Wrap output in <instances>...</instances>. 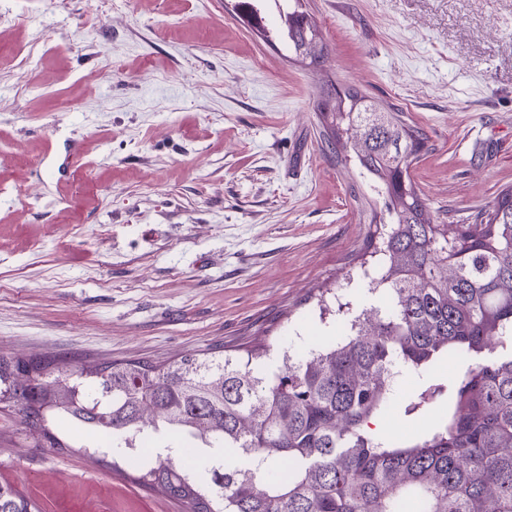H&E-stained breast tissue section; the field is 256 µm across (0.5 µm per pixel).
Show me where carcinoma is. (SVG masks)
Listing matches in <instances>:
<instances>
[{
    "label": "carcinoma",
    "instance_id": "carcinoma-1",
    "mask_svg": "<svg viewBox=\"0 0 512 512\" xmlns=\"http://www.w3.org/2000/svg\"><path fill=\"white\" fill-rule=\"evenodd\" d=\"M267 41L321 67L327 46L303 0H236ZM276 12L283 26H261ZM318 112L326 143L348 153L385 215L371 211L381 242L382 308H365L301 355L267 371L247 356L211 352L169 364L85 363L45 379L55 361L0 355V404L16 407L32 435L63 419L91 433L95 457L114 448L158 449L138 481L185 512H512V186L473 224L435 223L410 170L423 132L358 89L327 84ZM454 357L461 373L441 381ZM418 386L415 418L443 413L407 440L372 421L397 406L398 377ZM176 439L182 459L171 456ZM0 512H39L0 484Z\"/></svg>",
    "mask_w": 512,
    "mask_h": 512
}]
</instances>
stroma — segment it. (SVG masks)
<instances>
[{"label": "stroma", "mask_w": 512, "mask_h": 512, "mask_svg": "<svg viewBox=\"0 0 512 512\" xmlns=\"http://www.w3.org/2000/svg\"><path fill=\"white\" fill-rule=\"evenodd\" d=\"M235 0H0V354L165 363L215 348L304 353L381 304L370 210L326 146V80L426 135L410 170L441 224L512 186V0H305L329 54L291 62ZM120 74L90 81L108 62ZM39 73V87L25 74ZM23 178L27 202L9 187ZM0 408V481L42 512H183Z\"/></svg>", "instance_id": "1"}]
</instances>
